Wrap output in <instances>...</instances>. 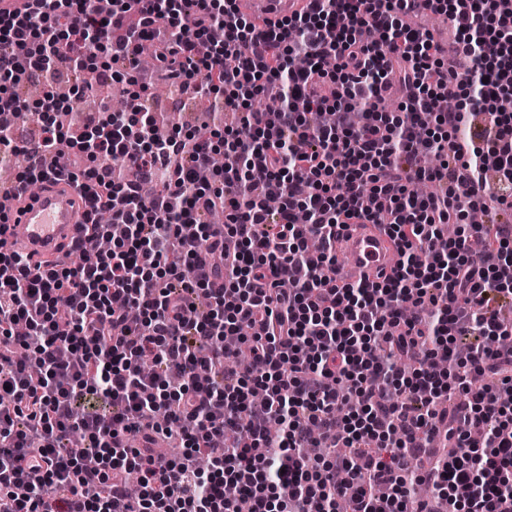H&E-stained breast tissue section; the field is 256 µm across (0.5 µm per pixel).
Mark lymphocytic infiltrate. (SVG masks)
I'll use <instances>...</instances> for the list:
<instances>
[{"label":"lymphocytic infiltrate","instance_id":"lymphocytic-infiltrate-1","mask_svg":"<svg viewBox=\"0 0 512 512\" xmlns=\"http://www.w3.org/2000/svg\"><path fill=\"white\" fill-rule=\"evenodd\" d=\"M131 2L0 12V112L41 117L16 179L69 178L88 240L111 237L89 266L0 252V512H238L228 485L251 512H512V347L487 345L512 336V0H429L460 68L412 0H306L270 30L237 0ZM145 43L175 93L223 94V130L156 136L141 86L60 167L57 112ZM62 66L68 96L20 93ZM353 219L384 225L393 276L337 286ZM242 326L244 373L224 342ZM468 333L486 343L458 355Z\"/></svg>","mask_w":512,"mask_h":512}]
</instances>
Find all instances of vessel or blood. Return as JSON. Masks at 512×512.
I'll return each instance as SVG.
<instances>
[{
  "label": "vessel or blood",
  "mask_w": 512,
  "mask_h": 512,
  "mask_svg": "<svg viewBox=\"0 0 512 512\" xmlns=\"http://www.w3.org/2000/svg\"><path fill=\"white\" fill-rule=\"evenodd\" d=\"M303 0H241L242 13L264 28L303 8ZM84 207L74 186L63 177L48 176L38 190L16 183L0 193V250L26 255L31 264L56 259L61 250L84 241ZM347 258L337 265V281L353 275L377 279L391 275L397 251L389 238L371 224L343 229L336 244Z\"/></svg>",
  "instance_id": "vessel-or-blood-1"
}]
</instances>
